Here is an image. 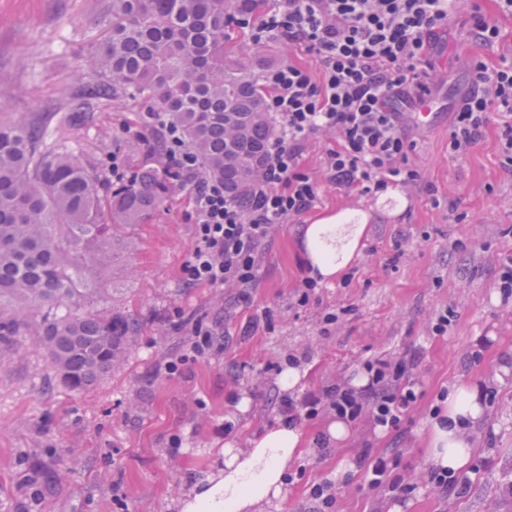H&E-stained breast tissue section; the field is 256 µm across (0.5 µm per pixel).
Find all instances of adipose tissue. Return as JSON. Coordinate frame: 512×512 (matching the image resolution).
<instances>
[{"label":"adipose tissue","instance_id":"ef3b65f1","mask_svg":"<svg viewBox=\"0 0 512 512\" xmlns=\"http://www.w3.org/2000/svg\"><path fill=\"white\" fill-rule=\"evenodd\" d=\"M365 225L340 213L304 225L301 243L313 273L329 280L345 271L356 255ZM485 413L480 392L463 382L449 386L442 407L427 421L429 462L448 473L470 460V429ZM306 444L302 429L290 420L252 438L248 447L226 444L224 467L181 494L177 512H268L284 493L289 462Z\"/></svg>","mask_w":512,"mask_h":512}]
</instances>
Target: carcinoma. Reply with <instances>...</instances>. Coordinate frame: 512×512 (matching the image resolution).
Masks as SVG:
<instances>
[{
	"label": "carcinoma",
	"instance_id": "obj_1",
	"mask_svg": "<svg viewBox=\"0 0 512 512\" xmlns=\"http://www.w3.org/2000/svg\"><path fill=\"white\" fill-rule=\"evenodd\" d=\"M267 0H111L112 28L87 62L94 82L75 98L95 112L114 98L150 103L153 146L116 183L46 141L43 124H0V344L45 310L39 344L71 389L92 386L118 362L136 323L110 312L81 314L95 288H83L84 255L104 271L116 224H145L183 188L161 161L164 127L179 128L198 158L199 177L224 183L233 202L249 201L277 137L260 84L279 64L241 54L227 36L256 19Z\"/></svg>",
	"mask_w": 512,
	"mask_h": 512
}]
</instances>
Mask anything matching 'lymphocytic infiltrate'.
<instances>
[{
	"instance_id": "obj_1",
	"label": "lymphocytic infiltrate",
	"mask_w": 512,
	"mask_h": 512,
	"mask_svg": "<svg viewBox=\"0 0 512 512\" xmlns=\"http://www.w3.org/2000/svg\"><path fill=\"white\" fill-rule=\"evenodd\" d=\"M459 13L474 42L498 40L497 25L466 0H286L250 26L253 43L304 46L319 56L321 70L315 76L290 64L265 73L267 109L283 121L279 136L254 185L249 210L230 201L221 182L195 191L196 241L182 267L184 278L214 288L253 285L259 248L275 226L308 211L318 199L316 182L299 169L304 144L317 133L338 137L323 162L331 183L363 193L413 185L418 173L407 163L402 105L428 93L430 49ZM470 68L474 87L451 114L448 152L467 155L495 114L501 120L497 148L512 172V58L493 66L475 59ZM365 369L370 380L362 390L336 384L299 405L286 396L282 413L291 416L301 407L312 416L323 402L343 420L367 412L375 424L396 427L419 398L404 379L407 363L381 359Z\"/></svg>"
}]
</instances>
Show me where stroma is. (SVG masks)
Wrapping results in <instances>:
<instances>
[{"label": "stroma", "instance_id": "1", "mask_svg": "<svg viewBox=\"0 0 512 512\" xmlns=\"http://www.w3.org/2000/svg\"><path fill=\"white\" fill-rule=\"evenodd\" d=\"M107 5L0 0V122L48 123L52 140L101 176L116 163L132 173L149 137L144 113L127 102H108L87 118L70 105L83 65L109 30ZM497 25L494 46L463 53L457 22L440 31L430 55L434 121L402 128L419 174L410 188L365 194L334 185L321 160L335 136L307 141L300 169L317 182L319 199L262 244L254 287L185 282L181 269L195 240L189 190L175 192L151 222L117 226L112 266L85 264L84 278L97 290L89 310L137 324L120 363L75 390L33 333L0 347V512H171L184 489L223 467L225 443L247 447L281 419L277 379L290 356L305 372L295 401L351 384L367 361L410 358L419 399L397 428L365 414L352 422L347 443L324 452L315 441L333 412L299 415L309 446L288 465L277 512H311L309 489L324 481L335 484L334 512H389L396 504L402 512H512V381L495 378L503 361L512 362V298L500 293L512 257V173L500 164L494 120L466 156L448 153L450 114L473 81L469 58L495 63L512 53V18ZM230 34L251 52L320 70L319 57L304 48L255 45L236 26ZM344 210L367 218L359 254L301 301L309 277L301 229ZM443 313L448 331L438 335L433 326ZM198 324L218 336L217 350L168 373ZM457 381L483 392L487 414L470 432L469 484L447 494L431 479L426 420ZM380 457L390 479L413 485V493L369 488L368 468ZM347 462L353 470L336 480Z\"/></svg>", "mask_w": 512, "mask_h": 512}]
</instances>
